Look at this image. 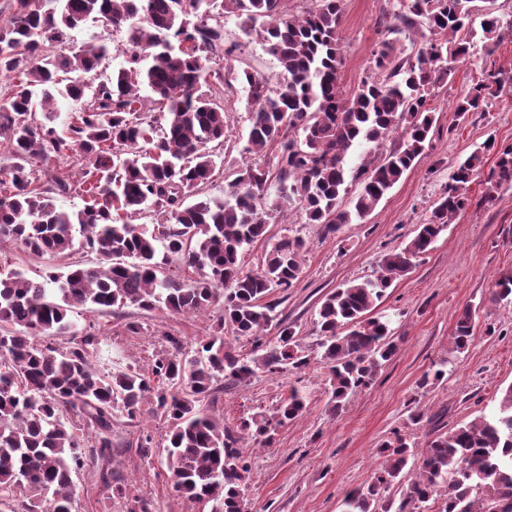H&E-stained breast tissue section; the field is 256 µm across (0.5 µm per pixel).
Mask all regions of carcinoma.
I'll use <instances>...</instances> for the list:
<instances>
[{
	"mask_svg": "<svg viewBox=\"0 0 512 512\" xmlns=\"http://www.w3.org/2000/svg\"><path fill=\"white\" fill-rule=\"evenodd\" d=\"M474 0H401L380 23L372 52L376 76L348 95L343 64L342 0H317L300 16L283 0H17L10 25L0 30V77L17 75L0 98V136L13 166L0 180V238L55 259L87 249L93 259L72 262L33 281L17 270L0 271V505L24 512H72V474L88 471L126 512H151L112 472V452L136 447L141 459L163 458L172 489L211 512H246L249 456L242 445L269 448L278 430L305 410L293 386L275 410L240 418L235 427L210 413L224 383L258 374L280 377L309 364L295 326L279 318L276 292L302 273L304 239H274L268 226L297 212L306 224L333 235L363 221L430 147L436 122L432 91L447 82L451 64L471 45L454 36L469 26ZM241 19L280 70L273 77L236 68L239 45L226 41L224 18ZM126 35V66L98 83L109 55L104 40L77 51L69 32L88 21ZM512 29L496 17L483 20L485 42ZM413 55L400 57L401 36L421 31ZM77 73L68 81L60 74ZM247 89L250 129L224 198L211 196L226 140L224 96ZM497 73L458 98L457 119L484 112L498 97ZM147 86L151 95L141 94ZM77 104L63 128L54 125L55 94ZM43 112L44 119L37 118ZM399 144L374 164H347L356 143L378 149L393 135ZM78 153V186L92 204L78 212L58 209L53 194L71 190L64 175H36L33 163L63 151ZM275 153V169L257 160ZM484 202L512 186V144L497 149ZM473 151L454 166L443 196L405 247L385 254L372 279L331 290L315 312L320 361L328 371V411L338 417L351 395L369 387L397 353L389 321L372 316L394 281L427 253L451 218L471 203L469 184L484 168ZM359 190L353 209L340 208L349 184ZM152 215L151 224L132 218ZM82 241L75 242L74 226ZM265 241L261 268L247 270L245 252ZM182 262L195 277L177 280L169 265ZM492 301H509L512 275L495 284ZM88 305L120 314L134 306L173 315L217 311V328L186 352L181 336L166 333L167 350L148 370L133 364L104 372L92 361L99 338L72 319ZM277 328L271 342L263 331ZM252 343L251 358L228 346L224 330ZM471 309L456 321L453 340L464 351L473 337ZM148 416L169 425L164 445L146 433L136 442L117 439V417ZM383 458L367 485L347 493L345 512H390L386 493L401 484L408 464L418 476L397 512H417L440 502L437 512H512V385L497 410L450 431L426 448L397 434L376 449Z\"/></svg>",
	"mask_w": 512,
	"mask_h": 512,
	"instance_id": "1",
	"label": "carcinoma"
}]
</instances>
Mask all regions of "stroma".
Instances as JSON below:
<instances>
[{"instance_id":"stroma-1","label":"stroma","mask_w":512,"mask_h":512,"mask_svg":"<svg viewBox=\"0 0 512 512\" xmlns=\"http://www.w3.org/2000/svg\"><path fill=\"white\" fill-rule=\"evenodd\" d=\"M397 0H343L341 29L345 36L340 83L354 92L372 74L371 52L381 39L378 22L397 9ZM512 21V0H477L472 44L466 60L457 63L448 83L431 97L436 124L429 150L378 204L364 222L344 225L324 236L317 224L272 225L275 237L302 236V272L282 293L278 312L294 324L309 365L280 376H260L247 385L225 386L212 404L213 414L228 426L258 411H272L290 387L302 390L306 412L281 428L273 447L250 450L252 477L246 490L250 512H342L345 495L368 483L380 464L378 445L393 433L409 435L424 448L435 426L433 414L447 410L448 427L469 422L497 408L502 388L512 384V304L492 300L496 281L512 274V187L502 186L493 203H483L487 178L479 176L470 186V207L442 232L433 248L417 258L412 270L388 289L376 309L390 318L396 356L378 373L369 389L353 395L342 415L331 418L327 409L325 371L317 360L318 337L313 323L318 302L339 284L376 275L382 257L402 247L413 236L432 205L439 200L451 168L489 139L512 144V37L503 36L493 50H486L479 27L485 15ZM226 37L239 43L237 68L271 76L278 63L259 44L246 36L241 21H224ZM105 39L108 58L96 72L102 81L125 64L124 35L87 22L72 33L74 47ZM501 73L504 83L489 110L470 113L457 121L454 103L488 72ZM229 137L221 173L210 193L220 196L227 173L241 160L249 121L246 92L236 88L225 103ZM474 314V339L465 351H457L452 336L464 309ZM79 328L97 334L99 345L93 361L112 370L117 361L148 367L164 350L160 336L169 332L186 341L210 335L213 314L173 315L164 310L144 312L129 308L127 317L90 306L74 316ZM138 320L149 332H127V321ZM443 365L445 379L425 389L418 382L432 366ZM419 405L426 419L411 424L412 405ZM112 470L133 490L149 497L155 512H210L175 493L159 458L144 461L134 449L112 456Z\"/></svg>"}]
</instances>
